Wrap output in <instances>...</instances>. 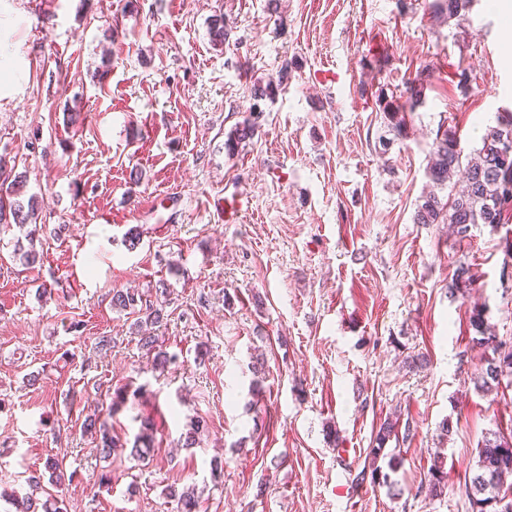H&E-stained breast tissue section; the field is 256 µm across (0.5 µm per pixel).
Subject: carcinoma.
<instances>
[{
	"label": "carcinoma",
	"instance_id": "obj_1",
	"mask_svg": "<svg viewBox=\"0 0 512 512\" xmlns=\"http://www.w3.org/2000/svg\"><path fill=\"white\" fill-rule=\"evenodd\" d=\"M434 17L446 22L461 23L467 20L472 8V0H435L433 3ZM211 42L222 47L229 40L230 29L224 25L223 17L213 19L210 26ZM293 71V62H285L278 71L277 78L265 84L255 83L251 88V97L259 101L271 97L289 80ZM407 103L410 110L424 104V85L417 81L406 86ZM255 124L246 119L233 130L226 142V148L235 149V144L253 137ZM464 171L465 186L452 200H442L437 191L448 187V183L459 171ZM426 174L433 186L422 197L415 220L419 224H448L452 232L460 238L470 235V229L476 224H487L496 227L512 219V114L498 119L497 124L485 128L481 136V147L473 154L465 157L457 144L454 133L446 129H437L432 144ZM17 179L0 180V231L9 228L7 219L22 226L36 219L34 199L26 201L19 198L15 189ZM140 306L139 317L135 323L140 332V347L153 354V365L156 369H165L176 363L177 356L163 350L159 338L149 328L160 325L165 319L166 301H151L136 298L133 294L115 291L112 294V307L119 310ZM469 323L475 336L471 341L488 351L485 366L474 377L475 388L482 392L497 391L502 379L512 376V349L503 347L493 327L487 322L484 310L473 308ZM146 388L138 386L134 389L121 387L116 390L112 405L107 414L93 413L85 416L82 431L94 437L97 448L103 458H108L112 450L120 443L112 435V417L129 401L138 398ZM207 423L202 418L191 421L183 436V446L192 448L200 443V436L206 430ZM414 429L405 424L403 434H398L396 423L383 422L373 438L368 457L371 463L356 476L357 483L366 481L373 485L393 486L390 472L396 469L395 455H387L386 447L391 439H399L405 444L412 441ZM153 424L145 419L141 422L139 432L135 435L130 454L144 459L153 448ZM389 458L388 471L377 464L381 458ZM49 473V481L56 485L71 483L78 477L77 471L66 472L62 465L53 458H48L44 465ZM512 472V436L494 432L485 438L478 451L477 468L465 483L466 492L476 507L477 512H503L499 509L506 498L504 479ZM29 493L20 497L16 491L6 489L0 491V498L9 501L17 512H64V508L55 498L42 500L38 498L41 480L35 476L25 478ZM448 488V472L439 455L427 475V489L434 497L444 495ZM167 495L177 500V512H199V496L194 488H179L170 485Z\"/></svg>",
	"mask_w": 512,
	"mask_h": 512
}]
</instances>
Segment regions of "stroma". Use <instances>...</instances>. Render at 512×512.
Segmentation results:
<instances>
[{
  "instance_id": "obj_1",
  "label": "stroma",
  "mask_w": 512,
  "mask_h": 512,
  "mask_svg": "<svg viewBox=\"0 0 512 512\" xmlns=\"http://www.w3.org/2000/svg\"><path fill=\"white\" fill-rule=\"evenodd\" d=\"M411 3L0 0V157L43 226L0 235V488L25 492L21 473L51 456L79 474L54 491L67 512H174L173 483L203 488L202 512H473L465 479L485 436L512 433V382L475 389L469 316L482 307L512 345V222L461 241L413 217L438 127L469 153L512 114V24L488 0L461 25ZM217 14L233 29L221 49ZM286 60L287 87L252 103ZM416 78L425 102L392 128L375 94ZM253 104L255 136L227 151ZM234 192L248 204L227 222L213 202ZM31 245L32 267L14 252ZM462 263L474 281L449 295ZM162 286L154 333L179 362L160 374L137 312L111 298ZM128 384L147 392L112 432L153 420L146 465L123 447L100 458L80 430ZM195 417L208 429L187 450ZM390 418L415 432L394 487L356 483ZM437 453L448 489L433 498Z\"/></svg>"
}]
</instances>
